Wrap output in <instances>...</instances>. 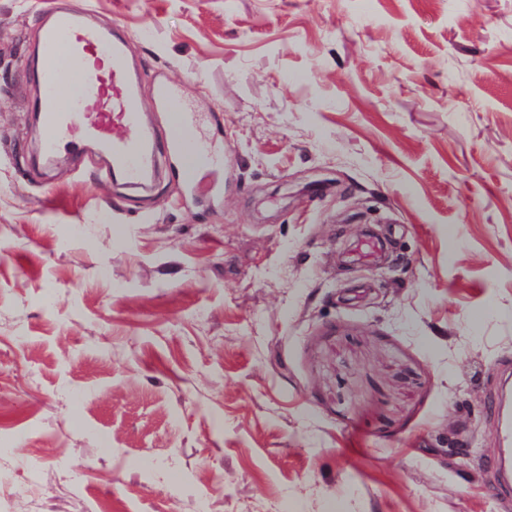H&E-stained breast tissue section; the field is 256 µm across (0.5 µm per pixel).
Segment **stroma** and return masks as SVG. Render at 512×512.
<instances>
[{
    "label": "stroma",
    "instance_id": "1",
    "mask_svg": "<svg viewBox=\"0 0 512 512\" xmlns=\"http://www.w3.org/2000/svg\"><path fill=\"white\" fill-rule=\"evenodd\" d=\"M59 2L156 176L47 156L0 0V512H512V0ZM158 79L224 150L189 196Z\"/></svg>",
    "mask_w": 512,
    "mask_h": 512
}]
</instances>
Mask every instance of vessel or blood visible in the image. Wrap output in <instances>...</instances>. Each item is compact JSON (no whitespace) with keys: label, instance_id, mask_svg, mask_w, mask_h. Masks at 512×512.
Wrapping results in <instances>:
<instances>
[{"label":"vessel or blood","instance_id":"1","mask_svg":"<svg viewBox=\"0 0 512 512\" xmlns=\"http://www.w3.org/2000/svg\"><path fill=\"white\" fill-rule=\"evenodd\" d=\"M39 44L37 78L43 92L35 110L45 133L46 150L55 151L63 144L78 152L85 143H93L105 155L108 170L130 183L141 182L152 170L155 151L136 108L140 80L131 72L124 36L94 26L86 15L48 5L42 10ZM64 60L87 71L79 93L69 98L61 95L57 85ZM155 93L164 111L184 112L177 92L168 83H158ZM169 152L184 165L207 156L204 144L185 140L178 131L169 142Z\"/></svg>","mask_w":512,"mask_h":512}]
</instances>
